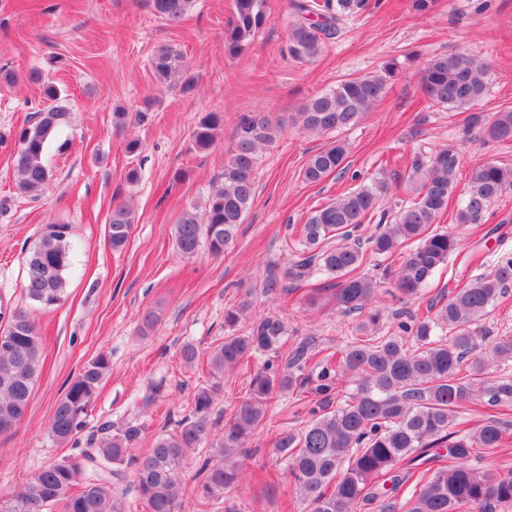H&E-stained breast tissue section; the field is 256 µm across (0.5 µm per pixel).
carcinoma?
Listing matches in <instances>:
<instances>
[{"instance_id":"cac0c4a2","label":"carcinoma","mask_w":512,"mask_h":512,"mask_svg":"<svg viewBox=\"0 0 512 512\" xmlns=\"http://www.w3.org/2000/svg\"><path fill=\"white\" fill-rule=\"evenodd\" d=\"M194 0H151L153 14L180 22ZM295 20L289 24L288 55L311 61L321 55L338 24L349 16L374 8L372 0H292ZM231 18L224 28V53L239 54L268 22L266 0H231ZM153 74L167 85L183 72L181 54L170 46L151 58ZM397 71L388 62L384 74L349 78L309 99L297 113L298 124L310 133L325 134L351 128L386 93L387 78ZM489 63L464 51L439 54L420 69V85L430 104L468 112L484 97ZM28 79L41 85L48 105L37 110L18 135L13 158L23 194L37 196L50 181L44 155L50 138L66 123L67 112L57 105L60 90L32 71ZM223 122L217 112L199 120L192 137L198 150L215 142ZM281 122L264 112L238 115L234 144L224 163L222 181L207 198L204 210L183 211L174 229V247L186 259L207 248L221 257L235 245L237 232L253 200L262 153L274 141ZM482 137L491 143H512V110L492 114L481 124ZM346 144L334 141L312 154L303 179L318 183L345 170ZM462 166L456 144L434 151H417L401 178L412 192L392 221L381 203L396 184L383 170L369 182L314 210L298 240L285 244L289 263L268 266L263 292L272 294L282 281L295 284L322 281L312 289L306 305L320 308L330 297L336 310L359 321L353 336L336 351V364L306 370L311 350L300 343L288 358L280 350L288 338V324L276 311L248 315L244 303L224 309V341L209 354L211 383L199 387L188 415L171 430L154 436L150 448L137 452L144 425L131 417L115 426L108 422L94 439L96 448L52 462L27 477L6 497L0 512H126V478L147 512H192L186 502L204 506L224 499L238 487L239 461L248 457L253 433L266 422L274 399L288 392L329 395L338 377L353 386L332 404L317 400L300 430H284L275 442L284 473L309 512H358L364 501L379 503L380 512H496L512 505V473L492 475L471 464L486 454L509 447L512 426V336H492L479 330L512 284V257L497 261L489 274L459 272L463 284L440 297L431 316L409 314L397 330L385 328L377 298L390 286L400 298L411 300L428 287L436 272L450 266L463 250L459 234L437 224L448 212ZM512 189V167L492 160L474 164L462 199L453 209V224H484L489 207ZM379 216L377 229L367 238L359 231ZM134 224L132 210L118 204L107 219L105 240L122 250ZM377 256L380 275L365 271ZM69 225L49 224L31 251L25 267L24 291L43 308L64 296V273L71 264ZM0 434L25 416L43 361V346L35 322L23 310H0ZM264 360L250 376L249 393L214 430L212 411L224 377L250 358ZM111 368L101 353L89 360L57 402L49 423L59 443L78 445L86 417L100 384ZM490 411L475 426L462 416L466 405ZM445 448L444 456H427ZM205 450L191 480L183 468L189 454ZM426 458L430 467L409 471V497L398 501L378 492L379 479L390 477L405 461Z\"/></svg>"}]
</instances>
